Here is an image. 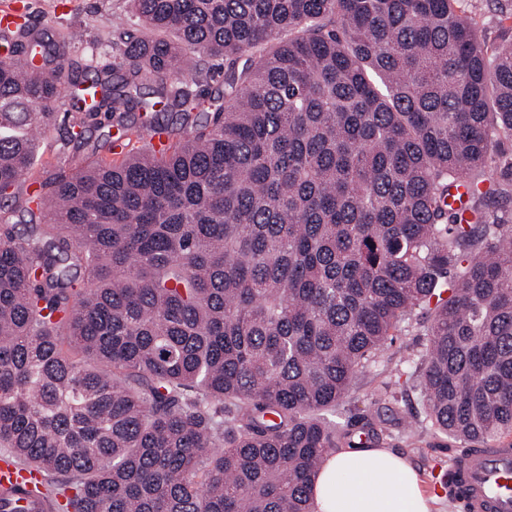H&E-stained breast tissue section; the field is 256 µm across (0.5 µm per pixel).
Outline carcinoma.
Instances as JSON below:
<instances>
[{
	"instance_id": "obj_1",
	"label": "carcinoma",
	"mask_w": 512,
	"mask_h": 512,
	"mask_svg": "<svg viewBox=\"0 0 512 512\" xmlns=\"http://www.w3.org/2000/svg\"><path fill=\"white\" fill-rule=\"evenodd\" d=\"M129 13L152 36L116 18L124 61L102 68L28 22L5 36L0 458L53 479L58 512H315V476L354 446L328 415L412 322L431 426L511 436L512 39L489 44L462 0ZM58 102L72 142L101 113L119 142L136 112L185 138L18 205Z\"/></svg>"
}]
</instances>
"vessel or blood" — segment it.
I'll use <instances>...</instances> for the list:
<instances>
[{
    "instance_id": "b4317fda",
    "label": "vessel or blood",
    "mask_w": 512,
    "mask_h": 512,
    "mask_svg": "<svg viewBox=\"0 0 512 512\" xmlns=\"http://www.w3.org/2000/svg\"><path fill=\"white\" fill-rule=\"evenodd\" d=\"M40 474L9 460H0V497L24 498L30 512H51L47 492H34ZM448 497L466 512H512V443L457 456L448 469Z\"/></svg>"
}]
</instances>
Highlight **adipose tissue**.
I'll use <instances>...</instances> for the list:
<instances>
[{
	"instance_id": "adipose-tissue-1",
	"label": "adipose tissue",
	"mask_w": 512,
	"mask_h": 512,
	"mask_svg": "<svg viewBox=\"0 0 512 512\" xmlns=\"http://www.w3.org/2000/svg\"><path fill=\"white\" fill-rule=\"evenodd\" d=\"M316 512H432L416 469L391 448L336 451L312 486Z\"/></svg>"
}]
</instances>
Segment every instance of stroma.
I'll return each mask as SVG.
<instances>
[{
    "instance_id": "stroma-1",
    "label": "stroma",
    "mask_w": 512,
    "mask_h": 512,
    "mask_svg": "<svg viewBox=\"0 0 512 512\" xmlns=\"http://www.w3.org/2000/svg\"><path fill=\"white\" fill-rule=\"evenodd\" d=\"M463 5L485 28L488 42L512 37V0H464ZM2 6L15 7L29 15L31 23L65 42L71 59L104 66L123 58V49L116 46L110 31L113 18L127 14V0H0ZM72 122V116L61 111L39 132L38 157L20 179V187L60 170L76 173L101 160L120 161L110 118L101 115L87 121L81 145L68 140ZM426 343L416 328L402 325L376 362L354 380L334 419L337 428L355 435L361 433L365 419L383 421L384 444L405 455L420 472L426 490L437 499L436 512H460L449 500L442 477L463 446L434 431L417 387L419 356Z\"/></svg>"
}]
</instances>
